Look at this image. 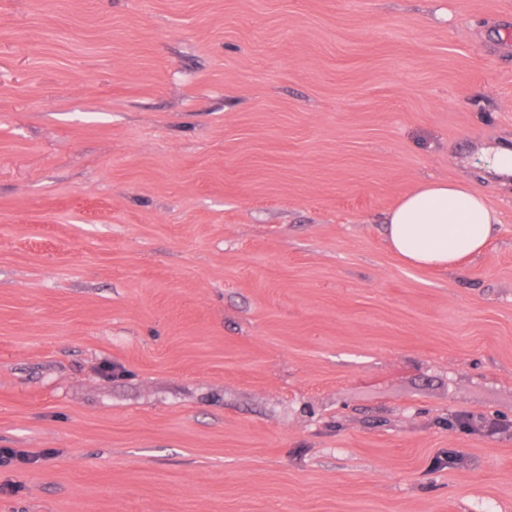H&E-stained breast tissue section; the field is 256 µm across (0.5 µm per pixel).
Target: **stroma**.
Listing matches in <instances>:
<instances>
[{
    "mask_svg": "<svg viewBox=\"0 0 512 512\" xmlns=\"http://www.w3.org/2000/svg\"><path fill=\"white\" fill-rule=\"evenodd\" d=\"M502 148L512 0H0V512H512ZM500 215L470 185L427 180L387 213L386 240L408 267L449 271L483 252Z\"/></svg>",
    "mask_w": 512,
    "mask_h": 512,
    "instance_id": "35a3bbf8",
    "label": "stroma"
}]
</instances>
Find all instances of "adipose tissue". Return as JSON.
<instances>
[{
    "mask_svg": "<svg viewBox=\"0 0 512 512\" xmlns=\"http://www.w3.org/2000/svg\"><path fill=\"white\" fill-rule=\"evenodd\" d=\"M500 222L499 211L470 185L427 180L387 213L386 240L406 266L449 271L481 254Z\"/></svg>",
    "mask_w": 512,
    "mask_h": 512,
    "instance_id": "1",
    "label": "adipose tissue"
}]
</instances>
